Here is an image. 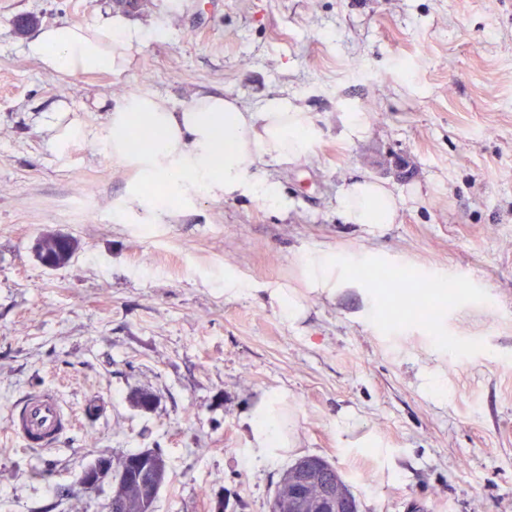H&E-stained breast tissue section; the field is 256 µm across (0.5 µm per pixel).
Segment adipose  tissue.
Listing matches in <instances>:
<instances>
[{
  "label": "adipose tissue",
  "mask_w": 512,
  "mask_h": 512,
  "mask_svg": "<svg viewBox=\"0 0 512 512\" xmlns=\"http://www.w3.org/2000/svg\"><path fill=\"white\" fill-rule=\"evenodd\" d=\"M144 39L122 14L108 11L89 27H41L24 51L51 73L119 75ZM109 125L113 157L134 165L142 181L162 183L166 195H203L214 201L252 196L281 209L288 202L268 180L264 164L307 156L315 135L311 114L284 97L268 99L253 111L220 94H201L177 110L164 98L131 94L112 110ZM135 136L142 145L132 153L128 142ZM399 209L391 189L367 178L349 183L337 199L344 223L371 229L396 223ZM138 213L151 222L169 224L179 211L163 197L152 198L137 189L118 206L116 219L121 222ZM251 435L258 455L284 447L282 423L273 406H258Z\"/></svg>",
  "instance_id": "1"
}]
</instances>
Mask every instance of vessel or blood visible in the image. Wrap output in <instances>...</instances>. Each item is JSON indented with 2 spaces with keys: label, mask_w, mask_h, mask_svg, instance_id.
<instances>
[{
  "label": "vessel or blood",
  "mask_w": 512,
  "mask_h": 512,
  "mask_svg": "<svg viewBox=\"0 0 512 512\" xmlns=\"http://www.w3.org/2000/svg\"><path fill=\"white\" fill-rule=\"evenodd\" d=\"M73 424L57 394L37 390L26 394L15 406L9 430L28 448H47Z\"/></svg>",
  "instance_id": "obj_1"
}]
</instances>
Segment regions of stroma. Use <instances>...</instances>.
<instances>
[{
    "label": "stroma",
    "mask_w": 512,
    "mask_h": 512,
    "mask_svg": "<svg viewBox=\"0 0 512 512\" xmlns=\"http://www.w3.org/2000/svg\"><path fill=\"white\" fill-rule=\"evenodd\" d=\"M114 5L0 0V512H101L79 472L146 448L169 461L156 512H268L304 455L360 512H512V0H148L129 22L169 37L122 74L24 54L19 17L90 26ZM202 92L311 112L309 155L268 164L287 211L199 196L174 224L114 223L137 174L107 146L112 108ZM364 177L401 196L397 223L342 222L336 197ZM47 232L78 244L57 270L32 251ZM321 250L348 260L332 295L303 274ZM429 275L454 302L417 295ZM35 389L74 417L43 449L8 432ZM264 396L288 447L255 463Z\"/></svg>",
    "instance_id": "1"
}]
</instances>
